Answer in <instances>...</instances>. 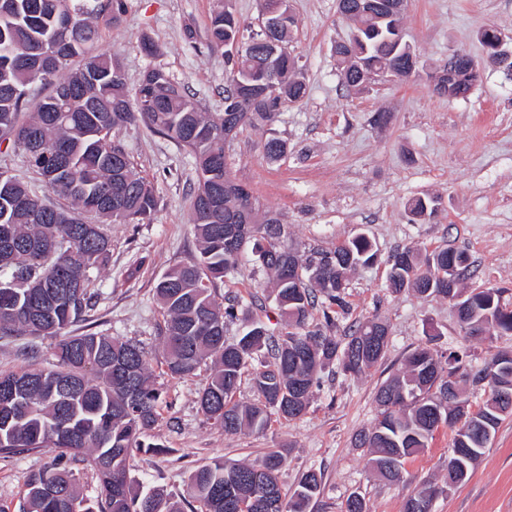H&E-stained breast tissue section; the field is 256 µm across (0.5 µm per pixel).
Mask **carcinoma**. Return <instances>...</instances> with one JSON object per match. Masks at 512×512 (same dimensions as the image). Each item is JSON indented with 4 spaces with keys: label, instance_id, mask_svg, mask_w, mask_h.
<instances>
[{
    "label": "carcinoma",
    "instance_id": "1",
    "mask_svg": "<svg viewBox=\"0 0 512 512\" xmlns=\"http://www.w3.org/2000/svg\"><path fill=\"white\" fill-rule=\"evenodd\" d=\"M264 8L277 28L247 39L238 18L224 7L210 17L211 50L241 45L238 56L227 58L224 111L215 113L200 111L188 87L161 68L152 69L150 96L129 93L114 56L97 49L99 22L116 23L125 0H10L0 8V144L22 148L29 136L40 140L44 156L30 168L48 191L71 203L69 208L51 206L12 176L0 183V226H9L15 241L11 247L0 244V337L54 339L51 367L32 364L0 373V455L38 449L56 453L55 464L27 477L24 512H180L163 489L144 493L130 477L134 457L160 450L142 440L163 404L143 348L99 332L70 330L97 303L93 275L112 253L105 225L141 224L157 210L150 184L134 173L130 159L116 154L112 135L117 130L143 122L195 160L190 211L197 254L163 272L155 295L164 316L160 339L166 373L187 379L209 371L199 406L213 425L236 433L262 430L274 416L299 419L327 366L359 375L386 354L389 328L379 317L350 327L344 336L324 332L334 324L331 314L347 308L348 273L377 258L366 235L301 257L273 242L281 225L271 216L246 225L235 246L224 247V229L243 223L241 208L255 213L253 197L242 207L237 192L224 191L229 176L224 114L237 113L242 126H270L282 105L307 94L295 58L271 60L265 50L271 39L289 42L297 20L288 15V0H264ZM403 10L402 0H338V11L354 24L349 37L334 47L345 87L359 88L372 75L402 80L418 70L419 57L405 41ZM499 41L495 29L481 33L489 64ZM480 65L462 55L455 95L470 92ZM36 81L50 92L30 111L29 87ZM408 210L412 219L425 220L436 212V203L419 197ZM83 214L99 222H87ZM28 243L43 255L35 272L29 269ZM247 249L272 276L273 299L288 332L276 336L253 321L228 343L224 326L237 318L238 302L218 299L213 284L234 272ZM469 270L462 250L444 248L422 260L405 247L390 256L389 286L426 298L456 299L454 305L463 306L457 322L467 335L477 326L511 334L512 310L503 291L459 287ZM318 306L325 328L310 330L308 321ZM262 352L271 361L249 370ZM248 371L257 399L244 405L234 396ZM468 383L484 390L475 412L458 399ZM375 401L379 416L359 435V443L370 449L368 463L383 478L403 483L406 460L428 447L450 418L459 422L453 448L466 451L470 474L501 421L512 416V354L501 353L489 366L474 368L453 351L443 356L419 346L405 358V370L379 387ZM65 460L96 474L94 499L84 496L77 472ZM282 464L279 451L257 465L216 459L189 474L190 495L199 512H284L277 477ZM320 487L317 473L303 475L289 512H305ZM447 490L448 485L435 484L408 492L404 512H432L433 499Z\"/></svg>",
    "mask_w": 512,
    "mask_h": 512
}]
</instances>
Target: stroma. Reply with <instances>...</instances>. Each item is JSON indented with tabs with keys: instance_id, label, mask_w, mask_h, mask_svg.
Returning <instances> with one entry per match:
<instances>
[{
	"instance_id": "stroma-1",
	"label": "stroma",
	"mask_w": 512,
	"mask_h": 512,
	"mask_svg": "<svg viewBox=\"0 0 512 512\" xmlns=\"http://www.w3.org/2000/svg\"><path fill=\"white\" fill-rule=\"evenodd\" d=\"M288 5L298 20L288 48L308 93L283 107L271 128H240L224 147L225 163L232 179L251 192L258 213L279 218L289 245L333 248L358 233L369 236L378 257L350 273L348 311L339 326L382 317L391 331L385 358L358 376L323 370L300 419L274 418L263 430L232 435L211 425L199 407L204 377L174 378L160 364L163 319L154 296L158 277L196 254L189 223L194 158L141 123L117 137L136 173L153 187L158 207L150 222L108 225L112 258L95 278L98 305L75 330L131 340L148 352L166 403L145 440L164 450L137 456L131 475L142 489L163 488L183 512L197 509L186 485L192 470L216 459L253 464L273 450L285 457L279 471L284 495L307 471L321 473L320 492L306 512H344L354 493L368 512H403L406 490L447 478L454 431L439 428L428 448L407 461L405 487L386 484L356 441L378 415L377 388L425 341L434 352L458 351L478 367L512 351V335L460 331L452 302L387 286L388 258L396 249L412 247L425 257L459 248L476 267L463 287L500 288L512 301V71L483 69L465 99L437 94L430 79L455 50L482 57L480 34L487 27L508 35L512 51V0H407L403 27L419 57L418 72L350 91L336 68L334 45L351 31L337 0ZM218 6L219 0H126L119 21L101 28L99 44L120 62L129 88L148 69L160 68L188 87L202 111L220 112L227 67L224 55L207 47ZM147 42L153 53L144 51ZM272 136L287 143L275 160L263 151ZM418 197L438 200L433 218L411 219L407 207ZM269 291V274L248 253L232 275L216 281L217 296L237 298L245 311L227 324L226 339L242 336L250 319L284 333ZM52 346L49 338L0 339V370L47 366ZM54 459L50 451L0 457V512H22L28 475ZM433 512H512V417L502 421L470 478L435 499Z\"/></svg>"
}]
</instances>
